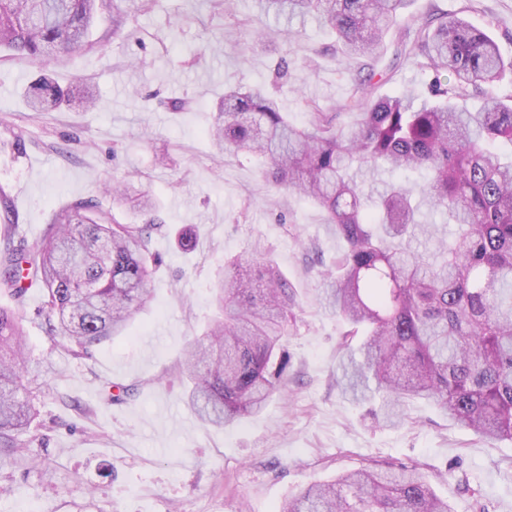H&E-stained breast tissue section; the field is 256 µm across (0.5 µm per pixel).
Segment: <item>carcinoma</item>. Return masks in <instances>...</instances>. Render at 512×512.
Returning a JSON list of instances; mask_svg holds the SVG:
<instances>
[{"mask_svg":"<svg viewBox=\"0 0 512 512\" xmlns=\"http://www.w3.org/2000/svg\"><path fill=\"white\" fill-rule=\"evenodd\" d=\"M0 0V48L33 60L81 49L97 20V0ZM412 0H259L267 17L313 15L365 76L351 118L313 105L295 125L258 90L228 87L210 135L220 154L254 155L267 180L311 199L341 242L326 308L345 324L342 391L382 398L384 422L408 419L414 400L432 402L476 435L512 441V102L483 89L512 70L496 42L458 17L431 10L405 53L453 81L433 96L397 92L374 99L370 61ZM476 94L469 110L457 100ZM33 112L69 101L41 78L25 90ZM424 170L418 187L383 182L373 195L363 170ZM150 219L118 224L91 200L52 214L41 242H14L0 228V287L16 303L45 290L46 331L76 356L121 335L147 303L163 225L155 202L134 199ZM457 225L452 237L420 221L422 210ZM217 315L184 350L187 405L205 425L226 428L288 397L284 340L294 327L296 291L271 262H241L215 288ZM25 332L0 306V454L27 447L19 436L35 415L39 386L24 371ZM278 512H455L421 469L364 466L306 487Z\"/></svg>","mask_w":512,"mask_h":512,"instance_id":"obj_1","label":"carcinoma"}]
</instances>
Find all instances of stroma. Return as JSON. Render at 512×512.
<instances>
[{
    "label": "stroma",
    "instance_id": "35a3bbf8",
    "mask_svg": "<svg viewBox=\"0 0 512 512\" xmlns=\"http://www.w3.org/2000/svg\"><path fill=\"white\" fill-rule=\"evenodd\" d=\"M432 5L488 31L512 59V0H414L372 61L376 95L427 96L432 73L398 50ZM271 23L254 0H137L117 21L112 0H100L85 47L69 57L0 52V225L34 245L78 199L140 222L131 202L112 200L123 180L153 198L165 226L152 240L149 303L92 356L50 340L39 287L17 306L0 292L41 386L29 448L0 458V512H276L308 484L371 460L422 465L456 512H512V442L480 438L423 400L388 427L343 396L342 326L318 301L326 283L310 265L336 256L324 212L269 183L258 158L220 156L209 137L229 86L274 94L298 124L308 102L334 112L354 97L358 65L314 17L293 21L294 38H259ZM43 74L76 97L93 87L96 106L34 114L23 93ZM185 234L193 249L180 247ZM258 239L301 302L286 343L290 397L235 426H206L184 403L182 349L211 321L220 269L253 261ZM114 383L133 396L108 402Z\"/></svg>",
    "mask_w": 512,
    "mask_h": 512
}]
</instances>
